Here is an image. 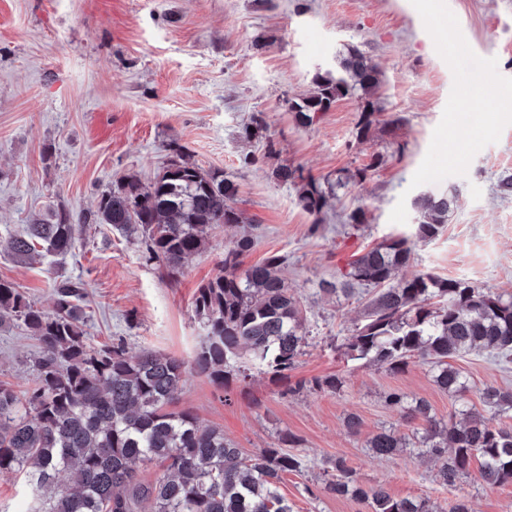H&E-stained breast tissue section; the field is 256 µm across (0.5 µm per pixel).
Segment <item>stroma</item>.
<instances>
[{
    "instance_id": "1",
    "label": "stroma",
    "mask_w": 512,
    "mask_h": 512,
    "mask_svg": "<svg viewBox=\"0 0 512 512\" xmlns=\"http://www.w3.org/2000/svg\"><path fill=\"white\" fill-rule=\"evenodd\" d=\"M353 47L378 67L374 102L403 117L396 133L357 141L355 97L308 127L289 112V100L309 95L314 75L336 70ZM257 112L265 129L243 139ZM172 142L235 181L244 216L215 225L205 250L174 278L143 259L137 236L91 218L122 178L152 180ZM375 155L382 165L354 180ZM279 165L334 181L321 224L300 206L296 185L273 178ZM505 177L512 178V0H0V242L56 210L77 225L75 247L63 255L31 261L0 249V280L47 311L56 282L83 280L91 345L120 337L129 355L153 349L190 361L205 334L194 296L222 271L225 250L249 233L255 244L245 265L287 256L281 275L310 329L297 366L281 376L256 369L223 386L190 372L173 408L223 430L248 455L278 447L282 435L297 437L306 466L278 484L294 512H366L323 492V475L339 458L361 483L397 498L512 512V484L483 486L478 464L446 486L429 458L372 457L365 442L380 428L421 426L386 406L391 390L427 399L440 418L456 402L422 363L393 371L345 357L340 346L364 322L373 291L347 298L320 288L354 252L408 238L415 245L401 276L428 272L512 293V196L498 192ZM451 188L458 202L442 232L416 239L414 199ZM356 210L366 222L355 227L348 217ZM39 351L20 326H0V382L26 392ZM451 363L469 378L474 407L484 386L512 389V365L476 352ZM331 374L341 377L340 392L309 389ZM351 413L362 421L356 435L344 424Z\"/></svg>"
}]
</instances>
